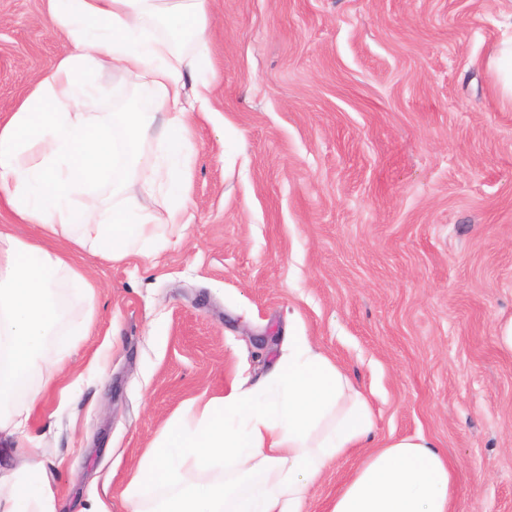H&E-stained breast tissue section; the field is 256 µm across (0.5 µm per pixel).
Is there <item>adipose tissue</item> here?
<instances>
[{"mask_svg": "<svg viewBox=\"0 0 512 512\" xmlns=\"http://www.w3.org/2000/svg\"><path fill=\"white\" fill-rule=\"evenodd\" d=\"M69 51L0 120V197L17 223L36 224L112 260L189 223L182 179L197 107L206 106L207 0H45ZM107 69L137 73L130 108L83 117ZM165 113L160 163L142 188L164 187L163 213L126 194L149 122ZM101 205L78 206L84 189ZM93 286L68 255L0 230V432H22L55 380L42 358L57 342L62 289ZM364 393L306 339L288 345L251 386L192 402L168 421L124 492L133 512H305L309 488L331 461L371 441ZM446 456L423 435L385 442L365 455L331 512H451ZM0 512H54L45 480L0 477Z\"/></svg>", "mask_w": 512, "mask_h": 512, "instance_id": "adipose-tissue-1", "label": "adipose tissue"}]
</instances>
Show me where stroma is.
I'll use <instances>...</instances> for the list:
<instances>
[{
  "label": "stroma",
  "mask_w": 512,
  "mask_h": 512,
  "mask_svg": "<svg viewBox=\"0 0 512 512\" xmlns=\"http://www.w3.org/2000/svg\"><path fill=\"white\" fill-rule=\"evenodd\" d=\"M216 79L190 137V224L151 258L73 251L72 346L0 474L45 473L56 512L124 490L167 422L267 374L303 336L369 398L375 444L424 434L453 465L452 512H512V104L490 67L512 0H209ZM44 0H0V119L65 53ZM137 79L107 72L88 109ZM364 456L330 463V512Z\"/></svg>",
  "instance_id": "1"
}]
</instances>
